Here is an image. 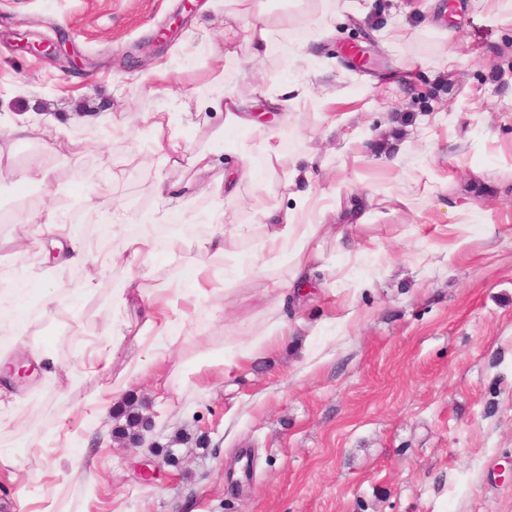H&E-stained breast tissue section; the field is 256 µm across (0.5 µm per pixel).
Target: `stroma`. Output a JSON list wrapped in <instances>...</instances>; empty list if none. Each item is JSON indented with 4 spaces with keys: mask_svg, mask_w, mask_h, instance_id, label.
Wrapping results in <instances>:
<instances>
[{
    "mask_svg": "<svg viewBox=\"0 0 512 512\" xmlns=\"http://www.w3.org/2000/svg\"><path fill=\"white\" fill-rule=\"evenodd\" d=\"M363 19L340 17L338 0H267L282 24L275 39L302 41L306 28L291 20L337 14L336 32L312 59H286L272 49L262 61L238 40L224 89L260 108L258 84L307 82L310 98L283 135L291 158L323 161L314 185L327 208L325 223L374 240L350 258L335 235L321 240L323 266L306 288L287 298L264 295L270 280L288 277V263L257 261L261 235L228 241L235 272L223 261L212 276L226 279L227 295L179 309L198 325L165 359L132 377L126 395L141 404L153 428L127 445L112 437L113 416H97L94 401L137 352L125 341L110 371L88 365L108 353L112 290L127 274L125 260L108 268L91 263L65 270L66 287L94 279L83 306L58 305L33 317L23 342L1 353L16 361L49 343L56 378L42 370L5 380L13 393L0 407V449L35 484L10 480L0 466V512H512V0H456L452 41L426 33L423 0H359ZM236 6L198 0H0V113L54 110L62 145L79 152L59 164L40 135L0 156V289L17 273L45 272L40 243L24 237L37 211L54 209L64 223L99 233L111 214L150 215L163 209L156 192L165 182L188 214L209 212L214 200L189 184L186 164L168 162L142 121L145 111L177 112L181 100L208 91L200 30L224 46V29L244 30ZM374 39L377 65L353 68L340 44ZM50 40L56 55L26 52L24 41ZM454 54L441 67L443 53ZM168 79L146 95L142 80L156 65ZM336 98L351 113L357 141L326 136L318 99ZM444 113L448 121L420 136L416 122ZM221 116L179 117L173 132L188 153L210 151L214 168L203 183L235 163L234 138H218ZM405 143L401 166L386 156ZM52 170L48 186H16L32 155ZM120 166L118 193L102 192L103 177ZM428 168L442 186L430 195L417 184ZM286 168L256 165L236 200L225 202V227L248 224L282 198ZM343 185V207L331 193ZM471 208L465 228H449L447 208ZM364 216L356 224V216ZM147 235L157 258L145 288L177 287L184 265L203 261L200 234L180 223L127 224L108 245L121 252L125 237ZM286 322L283 336L260 357L231 369L248 337ZM321 360L307 363L306 350ZM204 436L163 447L177 432ZM88 446L99 474L89 483L73 469V448ZM153 465L150 480L141 463Z\"/></svg>",
    "mask_w": 512,
    "mask_h": 512,
    "instance_id": "obj_1",
    "label": "stroma"
}]
</instances>
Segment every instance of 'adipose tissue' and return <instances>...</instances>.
I'll return each mask as SVG.
<instances>
[{
  "mask_svg": "<svg viewBox=\"0 0 512 512\" xmlns=\"http://www.w3.org/2000/svg\"><path fill=\"white\" fill-rule=\"evenodd\" d=\"M234 2L245 7L247 15L252 19L246 41L253 59L261 60L266 56L271 44L274 26L271 13L263 0ZM229 57L227 51L211 53L208 94L182 103L183 110L188 112L211 110L223 114L224 122L218 130L222 136L246 132L255 126L247 102L224 91V71ZM261 95L279 109V125L264 130L258 145L239 142L235 149L238 166L228 170L223 184L216 188L217 200L211 213V232L199 240L198 250L212 259L226 258L227 236L242 237L248 235L253 227L262 228L261 252L274 260L282 256L288 259V279L270 281L265 287L266 293L281 294L307 281L312 263L321 257V252L315 248L314 242L319 236L329 233L331 227L312 222L311 217L317 210L318 196L313 189L310 170L294 159L289 164L288 178L285 182L289 206L268 205L255 213L252 224L237 225L230 232L225 230L221 222L225 199L236 198L241 183L253 176V152H260L267 168H274L279 163L284 130L288 127L294 111L307 100L308 90L301 85L296 86L291 93L281 88H268L262 90ZM142 120L152 133L154 145L164 152L167 159L176 161L189 158L191 168L198 174L211 168L212 161L207 153L187 156L181 140L172 132V112H146L143 113ZM57 130V120L47 112H38L18 119L0 114V154L12 151L15 144L27 140L36 132L45 137L48 149L55 150L56 144L52 135ZM38 231L47 243L58 249L62 267L72 268L88 263L90 252L80 225L59 223L54 212L50 211L39 224ZM123 250L128 263V274L120 288L116 289L112 304L125 309L138 308L141 325L135 332L130 331L125 325L112 327L109 328L108 334L113 349L119 348L126 338L130 337L139 346L140 352L136 358L125 364L109 388L97 399L96 405L102 414L107 413L113 400L121 396L131 377L158 364L162 350L175 339L176 322L170 318L169 313L177 309L186 294H193L196 300L202 301L227 289L225 283H213L206 266L201 263L186 268L180 287L169 288L162 285L150 290L145 289L141 284L142 270L155 258L156 248L153 242L146 238L130 239L125 242ZM95 290L96 285L91 281L85 282L82 288L70 293L60 287L58 279L36 280L33 304L19 302L15 305V312L10 320V335L21 336L27 332L32 310L36 309L42 315H49L61 299L65 300L69 307L76 308Z\"/></svg>",
  "mask_w": 512,
  "mask_h": 512,
  "instance_id": "ef3b65f1",
  "label": "adipose tissue"
}]
</instances>
